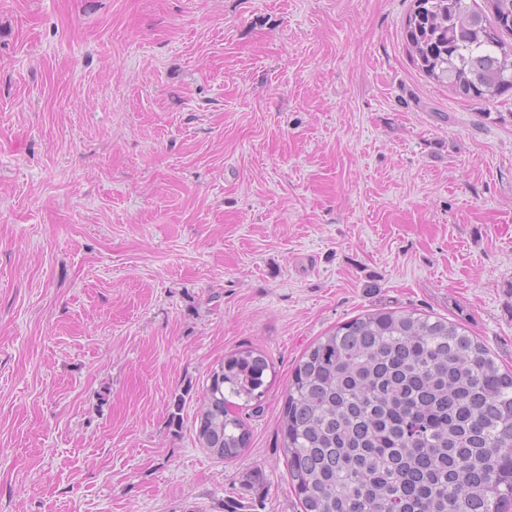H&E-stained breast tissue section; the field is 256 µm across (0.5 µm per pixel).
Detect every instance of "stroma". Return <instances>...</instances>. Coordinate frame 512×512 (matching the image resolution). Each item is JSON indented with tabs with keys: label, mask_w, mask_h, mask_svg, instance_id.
Here are the masks:
<instances>
[{
	"label": "stroma",
	"mask_w": 512,
	"mask_h": 512,
	"mask_svg": "<svg viewBox=\"0 0 512 512\" xmlns=\"http://www.w3.org/2000/svg\"><path fill=\"white\" fill-rule=\"evenodd\" d=\"M412 5L0 0V512H300L288 378L372 310L512 371V93L428 79ZM245 347L275 375L222 460ZM267 356L253 348L236 350L224 357L203 390L204 406L196 420L198 443L220 459L237 457L246 447L249 429L242 414L251 417L266 396L271 381ZM232 407V408H231Z\"/></svg>",
	"instance_id": "1"
}]
</instances>
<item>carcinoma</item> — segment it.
I'll list each match as a JSON object with an SVG mask.
<instances>
[{
    "mask_svg": "<svg viewBox=\"0 0 512 512\" xmlns=\"http://www.w3.org/2000/svg\"><path fill=\"white\" fill-rule=\"evenodd\" d=\"M428 78L462 97L512 91V0H415L404 25ZM267 356L214 369L200 447L237 457L270 383ZM301 512H512V372L458 323L376 310L319 337L288 380L279 424Z\"/></svg>",
    "mask_w": 512,
    "mask_h": 512,
    "instance_id": "cac0c4a2",
    "label": "carcinoma"
}]
</instances>
